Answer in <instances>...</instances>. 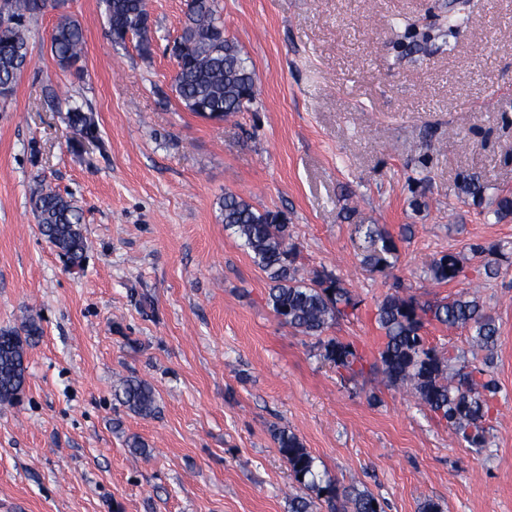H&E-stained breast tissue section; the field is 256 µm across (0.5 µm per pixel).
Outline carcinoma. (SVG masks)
<instances>
[{"label": "carcinoma", "mask_w": 512, "mask_h": 512, "mask_svg": "<svg viewBox=\"0 0 512 512\" xmlns=\"http://www.w3.org/2000/svg\"><path fill=\"white\" fill-rule=\"evenodd\" d=\"M112 41L122 45L128 35L138 37V50L152 55L151 20L143 0H102ZM9 22L0 25V98L12 95L21 74L30 65L34 48L26 23L47 10L59 12L51 34V52L57 65L81 73L84 34L79 22L66 13L68 0H6ZM182 33L175 38L176 72L172 90L189 112L222 120L244 112L256 97V74L241 49L224 37L217 0H187ZM66 124L80 139L98 138L93 110L74 105L67 110ZM458 193L475 201L486 190L478 175L465 176ZM33 214L42 236L72 267L81 266L86 251L83 214L60 193L39 186L30 196ZM219 207L224 227L230 229L264 270L272 287L268 304L282 324L307 336H321L357 302L342 280L332 275L310 281L299 274L297 251L291 243L287 219L278 211L259 212L242 197L226 192ZM355 233L363 241L362 263L375 272H385L396 252L394 236L380 224H358ZM429 276L436 284L467 278L459 256L448 253L431 261ZM377 323L386 343L379 353V370L390 386L408 384L420 403L452 427L470 448H483L492 418V400L497 385L489 371L463 366L454 368L456 357L426 344L425 325L467 329L471 346L492 354L498 343V327L477 297L462 292L446 302L420 304L412 298L391 294L379 304ZM42 335L35 319L21 331H0V402L13 403L25 386V346ZM324 356L336 368L353 377L363 372V358L349 343L331 338L323 343ZM115 397L129 411L142 417L156 412L154 388L136 377L120 382ZM280 454L287 460L294 481L304 493L289 501V512H315L323 501L329 512H383L380 501L368 490H341L319 471L315 457L298 437L286 430L274 435Z\"/></svg>", "instance_id": "carcinoma-1"}]
</instances>
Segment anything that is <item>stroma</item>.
Here are the masks:
<instances>
[{"label":"stroma","mask_w":512,"mask_h":512,"mask_svg":"<svg viewBox=\"0 0 512 512\" xmlns=\"http://www.w3.org/2000/svg\"><path fill=\"white\" fill-rule=\"evenodd\" d=\"M149 5L145 58L136 40L112 43L100 0H71L86 36L78 75L57 66L58 15L45 11L28 27L35 62L0 101V330L42 328L23 393L0 403V512H288L299 486L276 428L384 512L427 499L512 512V216L494 215L512 197V0H470L452 41V0H219L258 89L221 121L185 111L171 89L166 46L184 0ZM74 104L93 108L101 147L66 125ZM470 173L482 203L457 195ZM40 182L83 212L81 268L39 232ZM227 192L282 212L302 277H339L354 316L321 338L282 325L266 273L224 226ZM358 224L398 235L388 274L362 264ZM448 252L466 279L430 282L429 261ZM488 262L499 274L479 297L499 327L498 394L476 450L383 381L376 313L395 293L448 300ZM423 334L458 364L482 361L467 330L434 322ZM327 338L353 343L363 372L326 360ZM131 376L154 388V416L114 398Z\"/></svg>","instance_id":"1"}]
</instances>
